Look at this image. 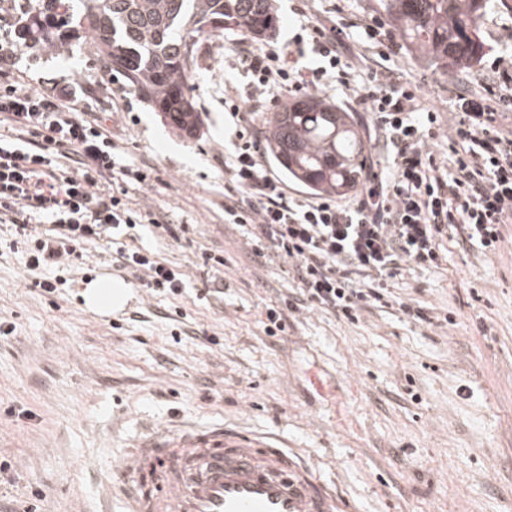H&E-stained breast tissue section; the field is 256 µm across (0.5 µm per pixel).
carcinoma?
Returning a JSON list of instances; mask_svg holds the SVG:
<instances>
[{"label": "carcinoma", "mask_w": 512, "mask_h": 512, "mask_svg": "<svg viewBox=\"0 0 512 512\" xmlns=\"http://www.w3.org/2000/svg\"><path fill=\"white\" fill-rule=\"evenodd\" d=\"M38 0L18 39L41 49L88 40L101 68L121 74L161 120L186 136L202 125L191 78L202 42L244 32L263 40L276 32L272 0ZM490 0H379L384 16L430 67L443 74L474 67L485 53L479 32ZM268 148L288 178L315 193L356 190L367 148L352 113L306 96L282 104L268 123Z\"/></svg>", "instance_id": "1"}]
</instances>
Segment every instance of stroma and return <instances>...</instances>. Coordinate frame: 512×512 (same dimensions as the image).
<instances>
[{
    "label": "stroma",
    "instance_id": "1",
    "mask_svg": "<svg viewBox=\"0 0 512 512\" xmlns=\"http://www.w3.org/2000/svg\"><path fill=\"white\" fill-rule=\"evenodd\" d=\"M384 61L439 112L457 91L512 54V0H491L477 66L441 74L381 20ZM235 37L204 41L192 82L203 124L187 140L84 43L22 50L0 64V86L22 80L53 92L80 82L79 107L98 116L130 158L157 170L128 184L133 208L156 214L137 239L188 276L182 295H145L107 249L49 270L54 297L30 287L23 252L0 244V462L16 512H123L109 482L115 458L148 429L225 427L278 437L316 464L352 512H512V246L492 254L445 244L440 267L409 265L390 285L398 306L349 323L305 310L270 337L266 310L297 281L253 260L240 227L224 221V55ZM183 224L173 241L163 224ZM223 256L210 270L204 253ZM123 282L119 318L89 309L99 278ZM423 307L427 321L402 311Z\"/></svg>",
    "mask_w": 512,
    "mask_h": 512
}]
</instances>
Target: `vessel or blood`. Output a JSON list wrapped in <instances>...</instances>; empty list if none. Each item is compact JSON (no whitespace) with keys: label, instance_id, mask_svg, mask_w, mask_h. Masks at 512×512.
<instances>
[{"label":"vessel or blood","instance_id":"vessel-or-blood-1","mask_svg":"<svg viewBox=\"0 0 512 512\" xmlns=\"http://www.w3.org/2000/svg\"><path fill=\"white\" fill-rule=\"evenodd\" d=\"M115 472L128 512H348L276 439L221 427L154 430Z\"/></svg>","mask_w":512,"mask_h":512}]
</instances>
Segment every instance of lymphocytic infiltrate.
<instances>
[{
	"instance_id": "f902f5d3",
	"label": "lymphocytic infiltrate",
	"mask_w": 512,
	"mask_h": 512,
	"mask_svg": "<svg viewBox=\"0 0 512 512\" xmlns=\"http://www.w3.org/2000/svg\"><path fill=\"white\" fill-rule=\"evenodd\" d=\"M296 14L290 45L256 47L241 37L226 58L251 80L244 93L224 84V109L236 124L224 153V221L243 229L255 256L291 264L298 279L295 295L268 308L269 336L302 310L355 323L362 312L393 306L390 280L410 264L440 266L447 236L494 253L512 223V57L496 60V82L469 86L443 124L395 70H372L360 82L355 60L377 42V24L337 26L310 0ZM307 43L317 67L298 65ZM303 90L341 91L375 118L386 167L355 198L294 195L265 160L253 114ZM80 94L76 82L52 94L20 81L0 88V224L14 226L31 285L47 296L59 282L42 270L68 264L77 247L111 230L156 221L121 190L149 185L154 167L123 163L121 146L79 112ZM116 264L151 294L178 295L185 285L183 272L136 246L119 247Z\"/></svg>"
}]
</instances>
